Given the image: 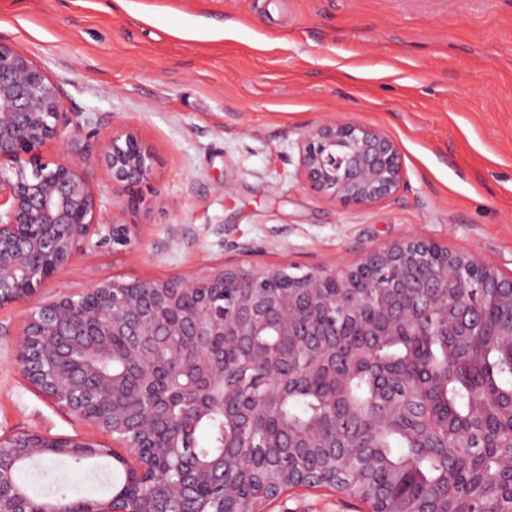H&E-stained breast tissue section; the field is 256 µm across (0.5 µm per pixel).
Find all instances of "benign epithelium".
Instances as JSON below:
<instances>
[{
	"label": "benign epithelium",
	"instance_id": "7a95c632",
	"mask_svg": "<svg viewBox=\"0 0 512 512\" xmlns=\"http://www.w3.org/2000/svg\"><path fill=\"white\" fill-rule=\"evenodd\" d=\"M65 98L62 83L0 41V308L34 299L99 226L97 195L81 162H43L38 156L46 142L79 130ZM152 165L132 134L114 128L97 178L131 188L150 178ZM299 177L306 190L343 207L375 206L396 197L405 184L391 138L336 120L302 133ZM137 241L136 225L114 215L94 247L130 250ZM459 268L484 289L489 304L512 311V279L470 254L450 253L419 237L367 252L343 269L310 272L297 286L288 284L281 269L221 266L205 277L112 279L36 305L13 348L14 369L45 400L125 449L136 478L111 506L75 501L66 512H262L259 505L278 493L246 490L236 478L251 470L245 460L222 452L202 459L181 444L183 438L212 413L235 425L255 408L274 411L286 391L304 386L314 371L344 379L345 371L336 370V346L325 339L329 332L305 314L310 308L339 305L355 312L368 304L367 351L382 336L409 331L425 314L439 331L483 323L484 308L460 292L469 282L457 279ZM114 336L124 339L118 355L112 352ZM228 342L246 348L265 374L262 393L245 392L239 364L224 358ZM301 350L316 364L299 365ZM402 418H410L408 403L388 386L376 395L367 422L384 427ZM412 432L420 448L466 447L463 437L448 444V431L425 419L412 420ZM301 444L351 447L342 435L329 437L318 427L288 434L280 447ZM105 446L81 434L35 429L0 436V512H60L49 501H32L18 486L20 461L87 459ZM173 454L180 461L175 479L167 476ZM466 464L474 483L491 495L483 512H501L495 504L512 500V452L493 470L473 460ZM320 485L334 487L336 480L300 470L279 489ZM212 486L221 496L209 508L203 488Z\"/></svg>",
	"mask_w": 512,
	"mask_h": 512
}]
</instances>
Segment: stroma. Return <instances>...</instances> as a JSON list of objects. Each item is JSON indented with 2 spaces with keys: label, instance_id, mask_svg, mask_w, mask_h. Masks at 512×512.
<instances>
[{
  "label": "stroma",
  "instance_id": "35a3bbf8",
  "mask_svg": "<svg viewBox=\"0 0 512 512\" xmlns=\"http://www.w3.org/2000/svg\"><path fill=\"white\" fill-rule=\"evenodd\" d=\"M0 40L63 82L79 131L46 161L95 176L113 128L154 159L134 193L95 184L100 220L135 225V251L83 247L48 301L112 278L202 276L224 264L338 268L407 237L465 252L512 277V0H0ZM398 146L405 189L343 208L303 188L298 142L324 119ZM32 310L0 309V435L97 437L36 394L8 355ZM41 488L108 497L112 467L40 463ZM264 512H362L327 486Z\"/></svg>",
  "mask_w": 512,
  "mask_h": 512
}]
</instances>
